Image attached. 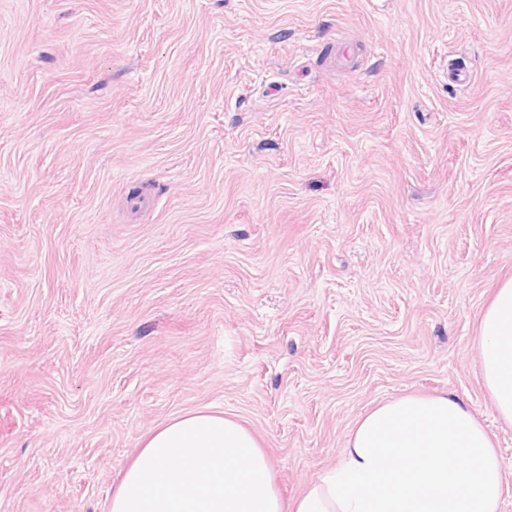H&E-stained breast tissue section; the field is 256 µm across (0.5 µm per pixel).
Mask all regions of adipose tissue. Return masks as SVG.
<instances>
[{
  "instance_id": "adipose-tissue-1",
  "label": "adipose tissue",
  "mask_w": 512,
  "mask_h": 512,
  "mask_svg": "<svg viewBox=\"0 0 512 512\" xmlns=\"http://www.w3.org/2000/svg\"><path fill=\"white\" fill-rule=\"evenodd\" d=\"M474 347L485 389L512 423V279L483 311ZM507 476L463 399L406 394L368 410L338 464L287 502L249 429L195 411L147 435L110 512H501Z\"/></svg>"
}]
</instances>
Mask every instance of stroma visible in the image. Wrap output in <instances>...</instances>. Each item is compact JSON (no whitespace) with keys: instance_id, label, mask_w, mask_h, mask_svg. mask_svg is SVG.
Here are the masks:
<instances>
[{"instance_id":"35a3bbf8","label":"stroma","mask_w":512,"mask_h":512,"mask_svg":"<svg viewBox=\"0 0 512 512\" xmlns=\"http://www.w3.org/2000/svg\"><path fill=\"white\" fill-rule=\"evenodd\" d=\"M510 277L512 0H0V512H109L202 409L287 498L406 393L512 469ZM485 389L502 420L512 423V279L483 311L474 338Z\"/></svg>"}]
</instances>
